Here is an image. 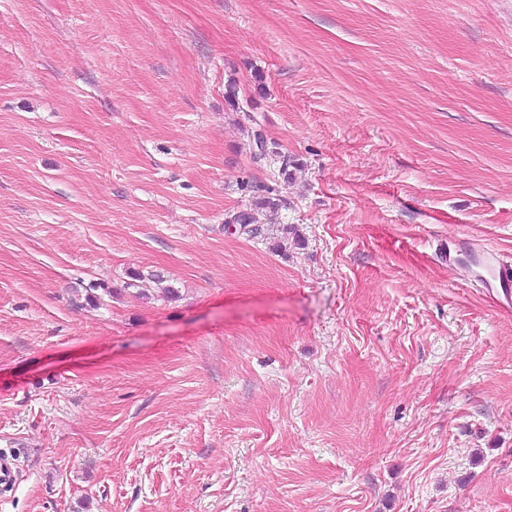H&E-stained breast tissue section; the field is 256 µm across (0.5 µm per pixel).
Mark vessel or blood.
I'll use <instances>...</instances> for the list:
<instances>
[{
    "label": "vessel or blood",
    "mask_w": 512,
    "mask_h": 512,
    "mask_svg": "<svg viewBox=\"0 0 512 512\" xmlns=\"http://www.w3.org/2000/svg\"><path fill=\"white\" fill-rule=\"evenodd\" d=\"M444 259L462 280L474 282L492 295L503 310L512 309V260L473 239L449 237Z\"/></svg>",
    "instance_id": "vessel-or-blood-1"
}]
</instances>
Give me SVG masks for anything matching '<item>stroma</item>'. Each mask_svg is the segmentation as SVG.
I'll use <instances>...</instances> for the list:
<instances>
[{"instance_id":"1","label":"stroma","mask_w":512,"mask_h":512,"mask_svg":"<svg viewBox=\"0 0 512 512\" xmlns=\"http://www.w3.org/2000/svg\"><path fill=\"white\" fill-rule=\"evenodd\" d=\"M451 236L512 257V0H0V512H512ZM279 200L271 197L261 198L253 204V208L246 210H239L231 215L230 220L227 224H235L236 228L239 226V231L248 234L250 237H258L261 235L262 229H260L259 220L256 217V213L259 209L269 212H275L279 207Z\"/></svg>"}]
</instances>
